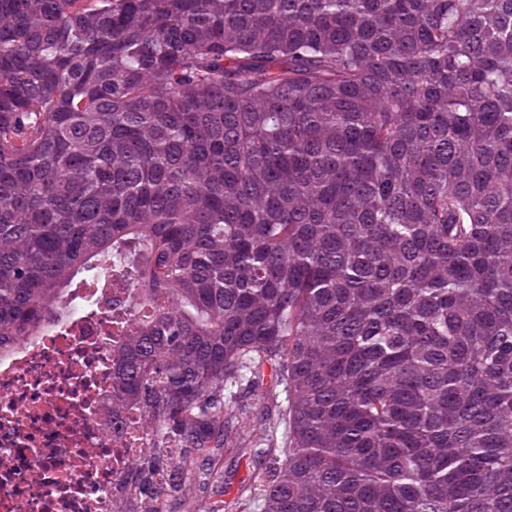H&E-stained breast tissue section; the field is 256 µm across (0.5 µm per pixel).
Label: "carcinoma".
Masks as SVG:
<instances>
[{
    "label": "carcinoma",
    "mask_w": 512,
    "mask_h": 512,
    "mask_svg": "<svg viewBox=\"0 0 512 512\" xmlns=\"http://www.w3.org/2000/svg\"><path fill=\"white\" fill-rule=\"evenodd\" d=\"M106 260L112 512H512V0H0V355ZM253 444H244L237 451L224 452V511L258 512L247 508L244 501L238 499V489L249 483L257 468L256 448Z\"/></svg>",
    "instance_id": "1"
}]
</instances>
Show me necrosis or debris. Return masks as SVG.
Masks as SVG:
<instances>
[{"instance_id": "necrosis-or-debris-1", "label": "necrosis or debris", "mask_w": 512, "mask_h": 512, "mask_svg": "<svg viewBox=\"0 0 512 512\" xmlns=\"http://www.w3.org/2000/svg\"><path fill=\"white\" fill-rule=\"evenodd\" d=\"M81 313L0 357V512H111L133 449L94 423L119 334L103 315L125 289L81 286Z\"/></svg>"}]
</instances>
